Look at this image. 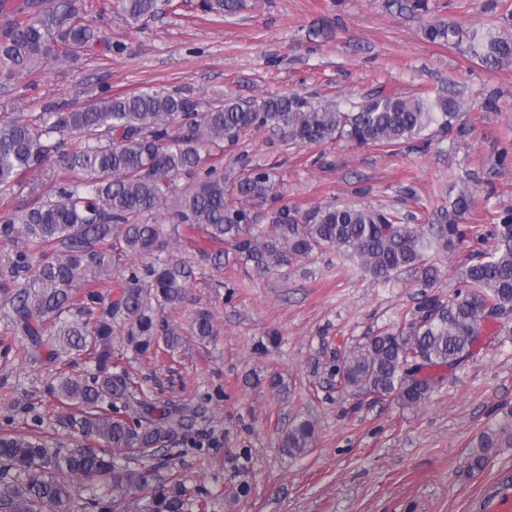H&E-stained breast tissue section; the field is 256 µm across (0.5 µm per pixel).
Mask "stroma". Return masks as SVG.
I'll return each mask as SVG.
<instances>
[{
	"mask_svg": "<svg viewBox=\"0 0 512 512\" xmlns=\"http://www.w3.org/2000/svg\"><path fill=\"white\" fill-rule=\"evenodd\" d=\"M482 2L430 5L434 18L467 29L493 23ZM199 4L158 0L155 16L138 26L108 11L107 43L0 83V116L148 88L210 102L289 92L359 102L382 85L405 96L450 91L463 101L471 132L428 130L424 151L296 145L262 129L225 143L213 162L230 178L272 169L278 204L302 212L328 204L431 210L447 200L451 180L470 171L483 186L466 224L485 228L495 211L512 208V168L496 166L512 140V65L488 68L461 47L427 41L422 21L389 0H243L224 16ZM111 41L123 52L108 50ZM490 90L501 94L500 111L481 107ZM55 169L48 162L41 174L0 189V209L42 202ZM180 258L192 269L187 299L161 316L185 328L195 310L208 309L216 336L201 344L187 334L177 352L141 355L119 328L112 369L127 372L147 401L192 417L160 473L205 489L208 512H477L490 485L512 487V445L491 449L482 470L469 469L479 437L512 424V340L477 344L467 361L440 371L420 407L361 401L337 389L336 361L378 329L404 324L423 298L414 275L376 281L332 251L285 274L234 260L218 269L191 251ZM55 347L48 333L32 347L0 311V434L36 431L51 446H74L78 435L57 420L48 388L94 366ZM275 375L288 394L269 389ZM299 415L315 420L316 440L292 456L281 439Z\"/></svg>",
	"mask_w": 512,
	"mask_h": 512,
	"instance_id": "stroma-1",
	"label": "stroma"
}]
</instances>
